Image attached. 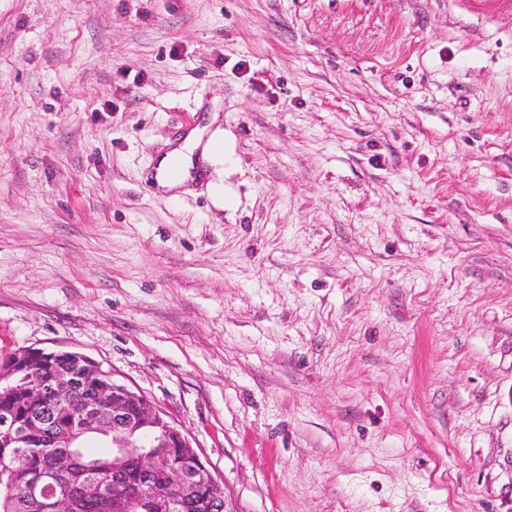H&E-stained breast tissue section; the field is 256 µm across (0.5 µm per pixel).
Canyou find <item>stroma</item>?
Listing matches in <instances>:
<instances>
[{"mask_svg":"<svg viewBox=\"0 0 512 512\" xmlns=\"http://www.w3.org/2000/svg\"><path fill=\"white\" fill-rule=\"evenodd\" d=\"M217 116L224 200L159 156ZM82 353L239 512H512V0H0V358Z\"/></svg>","mask_w":512,"mask_h":512,"instance_id":"obj_1","label":"stroma"}]
</instances>
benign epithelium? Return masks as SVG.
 <instances>
[{"mask_svg":"<svg viewBox=\"0 0 512 512\" xmlns=\"http://www.w3.org/2000/svg\"><path fill=\"white\" fill-rule=\"evenodd\" d=\"M61 362L51 377H41V369ZM104 371L87 356L66 350L36 348L18 349L0 364V401L11 400L23 391L24 400L35 412L23 421L0 416V444L12 449V471L23 472L25 456L31 448L51 449V464L40 481H27L29 498L43 512H77L86 498L102 497L109 512H138L143 508L139 492L129 483L124 462L137 458L144 475L163 469L167 473L171 496L152 501L151 512H175L178 496L197 483L211 489L208 512H237L222 491L219 483L201 460L196 449L177 425L145 396L114 380L107 370L109 381L95 389L92 399L80 404L68 425L41 440L47 428L46 409H57L72 400L82 389L81 374ZM22 378L23 386L15 387L13 380ZM88 433H99L112 443V468L103 471L100 462H87L85 478L67 493H53L55 484L67 473L73 457L80 454L78 440ZM157 448H184L196 463V469L171 467Z\"/></svg>","mask_w":512,"mask_h":512,"instance_id":"benign-epithelium-1","label":"benign epithelium"}]
</instances>
